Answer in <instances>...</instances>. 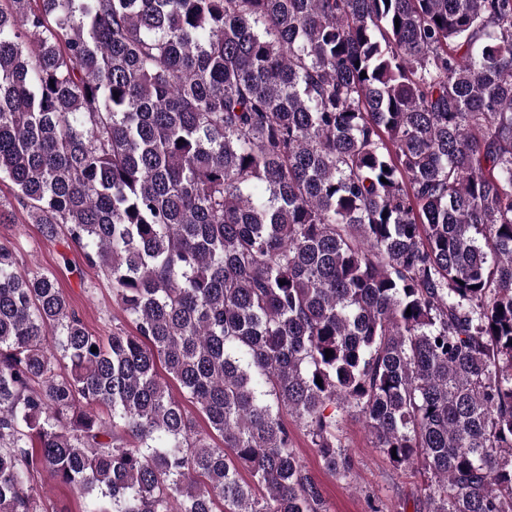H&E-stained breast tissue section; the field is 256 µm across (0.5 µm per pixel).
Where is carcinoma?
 Masks as SVG:
<instances>
[{"instance_id":"carcinoma-1","label":"carcinoma","mask_w":512,"mask_h":512,"mask_svg":"<svg viewBox=\"0 0 512 512\" xmlns=\"http://www.w3.org/2000/svg\"><path fill=\"white\" fill-rule=\"evenodd\" d=\"M0 181L124 313L0 241V512H328L349 415L512 512V0H0ZM44 512H80L81 500L66 486L47 482L45 485Z\"/></svg>"}]
</instances>
